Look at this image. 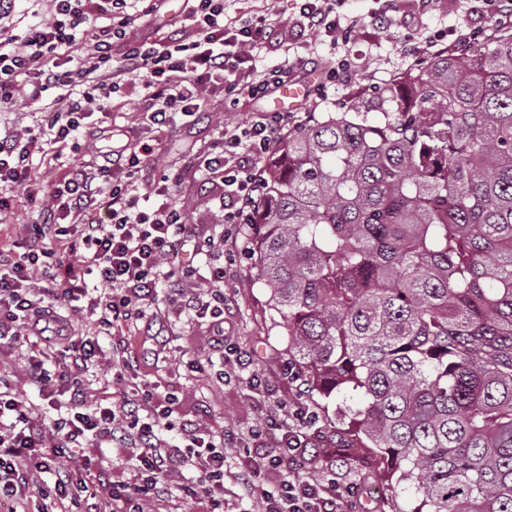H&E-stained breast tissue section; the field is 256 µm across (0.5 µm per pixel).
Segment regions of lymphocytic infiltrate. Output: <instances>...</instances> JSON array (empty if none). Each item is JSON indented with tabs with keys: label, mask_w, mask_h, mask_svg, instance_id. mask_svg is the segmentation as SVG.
Listing matches in <instances>:
<instances>
[{
	"label": "lymphocytic infiltrate",
	"mask_w": 512,
	"mask_h": 512,
	"mask_svg": "<svg viewBox=\"0 0 512 512\" xmlns=\"http://www.w3.org/2000/svg\"><path fill=\"white\" fill-rule=\"evenodd\" d=\"M52 17L13 33L9 21L15 0H0V112L16 99L36 105L32 124L0 125V214L15 205L21 191L34 206L27 233L0 250V341L49 335L60 348L59 370L50 374L44 355L28 356L29 387L49 393L59 385L67 394L65 411L46 418L0 375V499L12 512H79L85 492H95L103 512H168L169 478L193 468L199 473L187 496L203 499L205 512H224V449H239L235 480L261 512H350L353 490L336 479L303 477L305 451L300 437L314 418L301 401H274L264 427L245 433H207L178 422L175 393H123L111 406L82 401L84 372L97 362V340L72 333L62 305L95 315L103 331L118 320L157 317L159 286L169 290L174 309L208 319L214 332L224 330V259L241 248V226L260 202L263 164L297 120L289 112H265L246 124H225L205 150V168L223 183L229 202L221 231L193 240L177 204V183L161 176L150 188L158 205L140 201L136 174L153 153L142 140L95 152L79 169L56 173L52 183L36 174L32 156L45 143L68 144L73 133L99 116L109 118L111 95L127 84L145 92L138 117L151 132L195 121L211 94L262 98L288 80L323 70L329 83H349L348 58L322 62L296 53L295 40H280L282 60L265 72L252 67L255 46L279 28L271 13L228 16L224 0H191L185 9L188 40L126 45L120 59L112 43L126 36L132 20L127 0H48ZM342 0H302L293 25L331 43H349L361 28L393 23L396 0H376L369 16L340 21ZM483 23L457 31L454 46L491 39L512 29V0H482ZM91 34L90 49L78 51L79 35ZM207 254L208 282L195 280L186 253ZM97 280L89 294L87 276ZM179 429L181 444L169 446L160 430ZM131 449L138 479L127 485L97 477L94 485L78 481L70 465L74 449L94 443Z\"/></svg>",
	"instance_id": "lymphocytic-infiltrate-1"
}]
</instances>
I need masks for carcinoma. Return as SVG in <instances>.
Segmentation results:
<instances>
[{"instance_id": "1", "label": "carcinoma", "mask_w": 512, "mask_h": 512, "mask_svg": "<svg viewBox=\"0 0 512 512\" xmlns=\"http://www.w3.org/2000/svg\"><path fill=\"white\" fill-rule=\"evenodd\" d=\"M253 224L289 360L400 512H512V31L293 127Z\"/></svg>"}]
</instances>
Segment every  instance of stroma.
I'll list each match as a JSON object with an SVG mask.
<instances>
[{"label": "stroma", "mask_w": 512, "mask_h": 512, "mask_svg": "<svg viewBox=\"0 0 512 512\" xmlns=\"http://www.w3.org/2000/svg\"><path fill=\"white\" fill-rule=\"evenodd\" d=\"M397 25L384 29L362 28L348 45L331 48L329 44L309 40L308 52L330 60L334 56H348L355 69L362 74L360 83L351 88L330 85L322 109L339 111L342 101L373 92L381 80L413 68L412 59L401 56L397 45L404 35L424 41L435 32H450L475 27L479 19L472 12L468 0H436L429 9L419 8L416 0H398ZM184 27L180 0H170L164 18L145 16L135 20L128 29L130 39L163 42L175 37ZM110 121L117 134L113 137L92 138L88 129L75 132L77 150H63L58 160L60 169L71 170L89 160L88 145L101 150L125 143L137 132V113L141 106L137 89L127 87L112 96ZM271 98H227L218 94L204 104L197 123L174 132L162 144L148 166L138 174L142 185H150L163 171L180 177L178 199L197 236L208 238L220 231L224 210V188L211 182L204 168V147L218 137L224 122L247 121L264 112L272 111ZM232 271L225 286L232 304L224 314L225 343H232L254 357L251 370L233 374L230 380H218L214 372L224 364V345L218 344L206 321H190L170 312L163 317L161 330L147 329L144 322H119L111 334L101 333L95 318L85 313L71 316L75 333L98 339L103 350H110L114 341L125 340L134 357L132 381L113 378L104 364L90 366L87 373L86 397L102 405L121 399L129 383L145 385L164 393L176 390L179 395L178 417L194 421L202 429L247 432L262 418L269 404L252 386L253 378H261L276 390L284 403L302 398L315 414V421L305 430L310 448L305 472L322 478L337 474L355 489L356 512H399L406 501L405 493L386 486L373 460L360 449L346 445L333 409L327 408L317 395L303 393L288 378V338L281 327V316L272 310L261 284L251 278V259L248 252H240L227 263ZM43 340L30 338L21 349H0V364L12 367L14 386L37 405L40 412L50 413L47 400L31 389L23 375L24 353H37L44 348ZM111 467L115 476L133 481L136 460L131 452L119 453L110 445L76 449L72 462L75 471L85 465Z\"/></svg>", "instance_id": "stroma-1"}]
</instances>
